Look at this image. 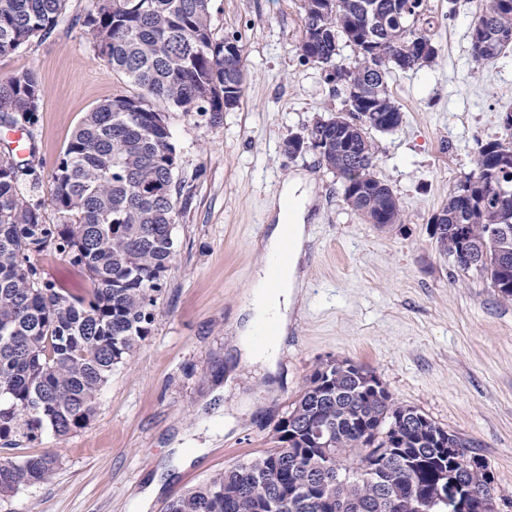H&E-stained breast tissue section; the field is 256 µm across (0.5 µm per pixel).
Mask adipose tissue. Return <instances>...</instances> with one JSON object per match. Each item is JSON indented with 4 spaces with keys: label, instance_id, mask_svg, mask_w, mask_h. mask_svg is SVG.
<instances>
[{
    "label": "adipose tissue",
    "instance_id": "1",
    "mask_svg": "<svg viewBox=\"0 0 512 512\" xmlns=\"http://www.w3.org/2000/svg\"><path fill=\"white\" fill-rule=\"evenodd\" d=\"M305 203L306 192L301 179L288 180L277 201V221L266 231L264 252L266 257H275L287 243L291 246L290 259L274 281L269 279L266 269H259L239 311V322L231 341L239 357L261 364L272 373L277 370L279 353L288 336L303 285L301 266L310 241ZM269 320L278 323L279 334L264 346H257L254 329Z\"/></svg>",
    "mask_w": 512,
    "mask_h": 512
}]
</instances>
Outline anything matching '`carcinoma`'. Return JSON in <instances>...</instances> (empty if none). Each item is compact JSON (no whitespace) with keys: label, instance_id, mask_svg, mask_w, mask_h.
<instances>
[{"label":"carcinoma","instance_id":"carcinoma-1","mask_svg":"<svg viewBox=\"0 0 512 512\" xmlns=\"http://www.w3.org/2000/svg\"><path fill=\"white\" fill-rule=\"evenodd\" d=\"M67 0H0V55L58 26ZM299 56L329 69L354 93L348 118L334 114L294 136L341 179L343 196L368 224H400L399 198L375 175L369 131L402 122L388 90L392 69L416 70L438 49L417 23L425 0H303ZM97 55L140 93L86 113L56 164L43 220L36 168L0 153V494L50 479L55 453L17 459L21 442L88 425L112 371L150 332L156 295L176 256L175 225L190 208L198 173L176 174L177 150L163 101L221 122L224 92L239 104L241 38L224 56L211 30L209 0H96L83 21ZM356 65H336L340 44ZM512 51V0H481L471 31L478 63ZM44 89L31 72L0 79V125L31 124ZM504 138L474 152L472 171L448 193L434 236L462 272L490 278L512 300V114ZM53 249L85 273L73 293L43 278L34 255ZM275 427L274 447L177 495L169 512H451L473 482L448 449L475 442L392 396L362 365L317 366Z\"/></svg>","mask_w":512,"mask_h":512}]
</instances>
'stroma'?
Here are the masks:
<instances>
[{
	"label": "stroma",
	"mask_w": 512,
	"mask_h": 512,
	"mask_svg": "<svg viewBox=\"0 0 512 512\" xmlns=\"http://www.w3.org/2000/svg\"><path fill=\"white\" fill-rule=\"evenodd\" d=\"M303 0H210L217 36L238 34L246 80L237 108L208 125L165 107L179 172H199L191 210L175 229L178 252L157 297L149 335L103 386L83 429L45 433L21 452L57 453L46 482L0 496V512H167L177 495L272 447L274 427L320 364L348 359L374 371L393 397L479 443L497 512H512V301L478 272L441 255L431 219L472 169L477 143L504 136L512 113V51L483 64L470 53L480 0H426L440 51L418 71H394L402 112L375 134L376 177L403 221L365 223L317 150L285 152L288 138L344 107L326 70L302 61ZM94 0H68L47 39L0 56V77L33 72L45 90L27 126L43 190L86 112L137 89L100 59L82 21ZM313 195L302 308L279 371L231 359L237 311L264 262L273 204L294 175ZM201 450L191 465L182 453ZM170 481L149 508L158 468Z\"/></svg>",
	"instance_id": "stroma-1"
}]
</instances>
